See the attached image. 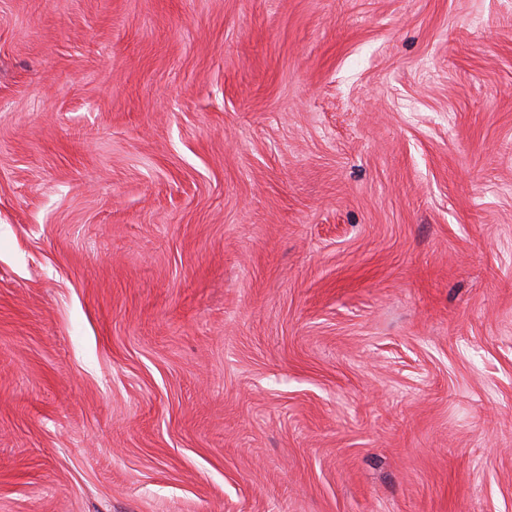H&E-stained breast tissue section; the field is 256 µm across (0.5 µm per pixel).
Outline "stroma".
I'll return each mask as SVG.
<instances>
[{
    "mask_svg": "<svg viewBox=\"0 0 512 512\" xmlns=\"http://www.w3.org/2000/svg\"><path fill=\"white\" fill-rule=\"evenodd\" d=\"M0 512H512V0H0Z\"/></svg>",
    "mask_w": 512,
    "mask_h": 512,
    "instance_id": "35a3bbf8",
    "label": "stroma"
}]
</instances>
